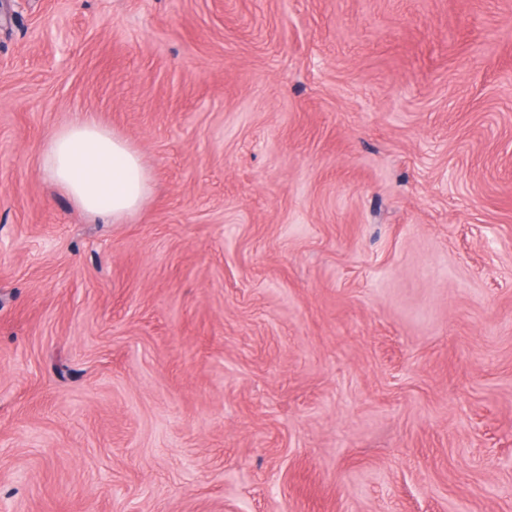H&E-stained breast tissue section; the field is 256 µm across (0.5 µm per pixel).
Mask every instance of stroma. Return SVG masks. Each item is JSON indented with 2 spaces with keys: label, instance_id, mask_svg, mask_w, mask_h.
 <instances>
[{
  "label": "stroma",
  "instance_id": "stroma-1",
  "mask_svg": "<svg viewBox=\"0 0 512 512\" xmlns=\"http://www.w3.org/2000/svg\"><path fill=\"white\" fill-rule=\"evenodd\" d=\"M452 501L512 512V0H0V512ZM47 179L89 215L120 224L152 193V179L140 154L126 140L91 117L56 130L41 149Z\"/></svg>",
  "mask_w": 512,
  "mask_h": 512
}]
</instances>
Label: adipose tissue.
I'll return each instance as SVG.
<instances>
[{
    "instance_id": "ef3b65f1",
    "label": "adipose tissue",
    "mask_w": 512,
    "mask_h": 512,
    "mask_svg": "<svg viewBox=\"0 0 512 512\" xmlns=\"http://www.w3.org/2000/svg\"><path fill=\"white\" fill-rule=\"evenodd\" d=\"M47 179L83 212L121 223L152 193L140 154L126 140L85 117L56 130L41 149Z\"/></svg>"
}]
</instances>
